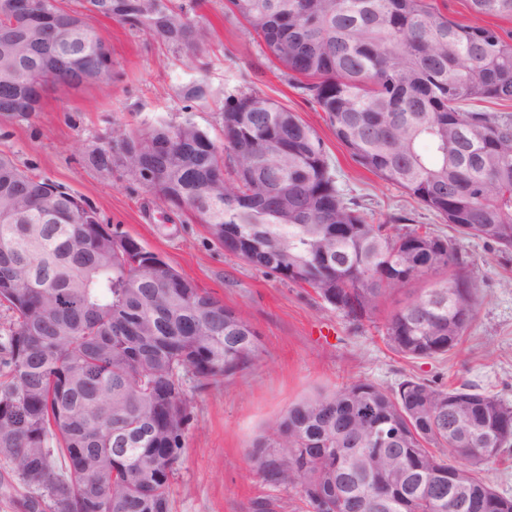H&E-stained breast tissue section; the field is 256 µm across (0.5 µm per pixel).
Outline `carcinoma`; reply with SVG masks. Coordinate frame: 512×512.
<instances>
[{
  "instance_id": "carcinoma-1",
  "label": "carcinoma",
  "mask_w": 512,
  "mask_h": 512,
  "mask_svg": "<svg viewBox=\"0 0 512 512\" xmlns=\"http://www.w3.org/2000/svg\"><path fill=\"white\" fill-rule=\"evenodd\" d=\"M459 24L425 0H227L270 55L328 115L363 167L441 216L455 235H389L345 200L323 143L259 93L230 98L224 142L193 124L120 140L126 172L160 200H183L224 250L306 285L354 323L371 319L391 280L452 269V282L395 311L386 339L413 358L446 355L474 318L457 237L512 250V115L465 103L512 102V36L479 24L512 17V0H469ZM112 17L188 50L207 39L175 0H112ZM48 41L82 66L112 61L92 25ZM44 47L19 41L29 70ZM79 69L58 72L61 94ZM176 140L172 153L152 151ZM89 162L112 170V144ZM432 247L425 270L417 248ZM0 460L16 469L31 512H171V478L193 418L192 378L219 384L259 349L244 314L196 288L159 254L112 233L76 196L0 153ZM401 441L382 452L374 430ZM512 444V405L461 384L368 381L303 400L258 444L275 484L301 485L312 512H452L434 491L476 494L470 512H512L482 476ZM443 448L459 468L431 451ZM116 472L112 486L92 476Z\"/></svg>"
}]
</instances>
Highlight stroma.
Returning a JSON list of instances; mask_svg holds the SVG:
<instances>
[{"label":"stroma","mask_w":512,"mask_h":512,"mask_svg":"<svg viewBox=\"0 0 512 512\" xmlns=\"http://www.w3.org/2000/svg\"><path fill=\"white\" fill-rule=\"evenodd\" d=\"M191 18L211 30L196 52L155 39L129 25L94 17L90 23L112 50V83L68 96L46 92L41 112L0 114V151L28 174L80 198L102 223L138 239L197 288L244 311L259 334L253 363L220 386L196 393L185 452L171 486L172 512H308L299 486L269 484L255 446L297 402L364 380L397 388L415 378L436 386L478 385L512 404V250L463 240L475 288V316L452 352L410 359L385 338L397 308L434 287L436 278L396 288L371 321L356 326L305 285L256 270L215 243L206 226L164 203L131 179L122 156L111 174L89 155L117 133L138 134L159 124L191 123L221 139L228 98L259 93L288 108L321 139L338 186L367 220L391 233H448L444 220L404 189L360 165L336 137L328 116L265 46L224 8V0H182Z\"/></svg>","instance_id":"obj_1"}]
</instances>
